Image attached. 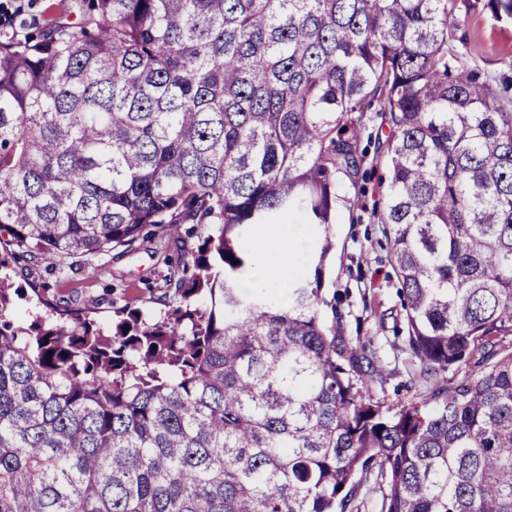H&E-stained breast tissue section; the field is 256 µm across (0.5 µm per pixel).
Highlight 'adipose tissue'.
Returning <instances> with one entry per match:
<instances>
[{
	"label": "adipose tissue",
	"mask_w": 512,
	"mask_h": 512,
	"mask_svg": "<svg viewBox=\"0 0 512 512\" xmlns=\"http://www.w3.org/2000/svg\"><path fill=\"white\" fill-rule=\"evenodd\" d=\"M261 251L272 250L277 254L276 264L259 262L246 280L249 289H266L278 296H286L293 282L294 273L304 260L300 234L281 229L265 234L260 243Z\"/></svg>",
	"instance_id": "obj_1"
}]
</instances>
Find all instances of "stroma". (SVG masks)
I'll use <instances>...</instances> for the list:
<instances>
[{"label": "stroma", "instance_id": "obj_1", "mask_svg": "<svg viewBox=\"0 0 512 512\" xmlns=\"http://www.w3.org/2000/svg\"><path fill=\"white\" fill-rule=\"evenodd\" d=\"M79 19L76 0H0V40L21 39L39 34L51 23ZM457 36L471 66L490 76L499 75L501 57L512 50L511 27L473 9L462 15ZM384 136L375 113H366L361 138L367 149L363 174L355 182L342 175L336 178V192L344 202L333 226L335 249L327 261L325 294L336 299V322L346 340L372 339L380 344L375 367L385 379L387 404L396 407L420 400L427 386L404 349L400 284L383 233L386 167L378 141ZM166 272L163 262L144 249L127 256L111 255L109 270L103 275L83 266L59 270L42 263H18L9 272L10 280L25 291L26 297L17 300L14 317L20 323H30L37 307L28 295L43 288L48 296H65L74 307L88 311L106 333L112 330V310L103 300L109 289L122 303L157 319L162 306L150 297L146 285Z\"/></svg>", "mask_w": 512, "mask_h": 512}]
</instances>
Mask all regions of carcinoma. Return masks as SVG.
<instances>
[{"label": "carcinoma", "instance_id": "cac0c4a2", "mask_svg": "<svg viewBox=\"0 0 512 512\" xmlns=\"http://www.w3.org/2000/svg\"><path fill=\"white\" fill-rule=\"evenodd\" d=\"M479 4L512 24V0H80L0 41V267L177 255L164 317L113 300L107 335L63 296L15 323L0 276V512H349L374 470L378 512H512V54L498 80L459 51ZM365 112L433 383L396 409L322 310ZM292 212L288 301L243 288Z\"/></svg>", "mask_w": 512, "mask_h": 512}]
</instances>
